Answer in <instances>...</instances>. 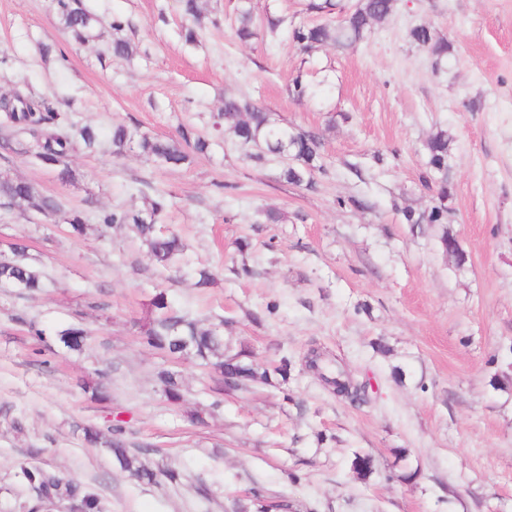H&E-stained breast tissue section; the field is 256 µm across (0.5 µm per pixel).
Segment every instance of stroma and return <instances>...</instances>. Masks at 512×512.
<instances>
[{
  "mask_svg": "<svg viewBox=\"0 0 512 512\" xmlns=\"http://www.w3.org/2000/svg\"><path fill=\"white\" fill-rule=\"evenodd\" d=\"M254 2L284 17L275 36L240 43L236 0H202L221 24L189 46L177 0H83L99 20L83 44L53 0H0V95L27 87L104 135L123 123L174 137L185 125L212 139L176 169L80 151L66 185L31 154L0 159L67 211L139 208L165 191L162 225L187 246L185 264L159 269L128 228L103 237L91 223L75 238L53 219L0 211V254L25 244L48 279L23 299L0 288V512L28 502L25 467L78 480L108 512H236L256 487L291 512H512V389L491 384L512 378V0H395L366 42L309 54L291 29L327 17L307 0ZM116 15L132 24L129 61L107 51ZM421 24L448 42L440 65L410 38ZM43 43L56 53L43 57ZM299 75L317 89L300 101L288 94ZM230 93L320 137L327 171L314 188L281 181L279 160L245 164L214 132ZM440 130L451 139L448 223L413 225L405 212L437 195L425 144ZM269 209L280 223H266ZM445 230L465 265L441 250ZM200 267L216 284L196 287ZM161 290L223 323L225 341L259 366L288 358L287 381L227 393L194 361L143 346ZM74 321L89 337L69 352L54 332ZM314 355L366 384L365 400L337 396ZM165 365L182 402L156 380ZM88 426L157 448L155 463L181 482L131 479L85 441ZM357 451L375 458L365 481L350 469Z\"/></svg>",
  "mask_w": 512,
  "mask_h": 512,
  "instance_id": "stroma-1",
  "label": "stroma"
}]
</instances>
